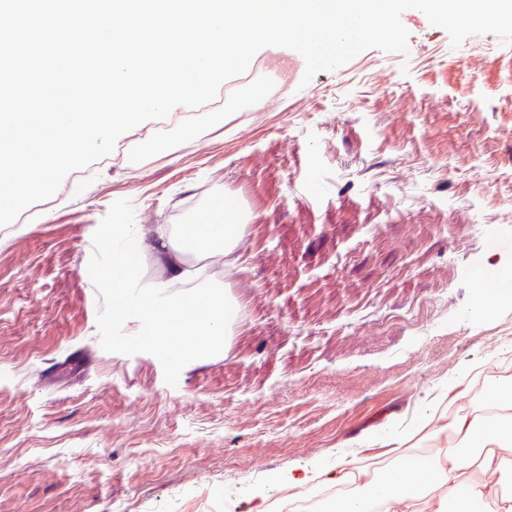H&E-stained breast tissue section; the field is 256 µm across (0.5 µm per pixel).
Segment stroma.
I'll list each match as a JSON object with an SVG mask.
<instances>
[{"mask_svg": "<svg viewBox=\"0 0 512 512\" xmlns=\"http://www.w3.org/2000/svg\"><path fill=\"white\" fill-rule=\"evenodd\" d=\"M407 53L369 49L254 103L147 121L0 227V512H267L294 465L426 447L450 400L512 365V43L405 11ZM246 211L222 351L176 386L104 351L88 273L111 204L139 224Z\"/></svg>", "mask_w": 512, "mask_h": 512, "instance_id": "1", "label": "stroma"}]
</instances>
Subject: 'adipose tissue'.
I'll return each instance as SVG.
<instances>
[{
    "instance_id": "1",
    "label": "adipose tissue",
    "mask_w": 512,
    "mask_h": 512,
    "mask_svg": "<svg viewBox=\"0 0 512 512\" xmlns=\"http://www.w3.org/2000/svg\"><path fill=\"white\" fill-rule=\"evenodd\" d=\"M241 231V224L229 218L217 228L210 224L193 228L196 238L204 243L205 254H222L230 264L235 261ZM130 238L142 250L156 249L165 254L168 276L164 287L176 288L191 278L185 249L177 245L175 236L154 239L148 229L137 227ZM448 427L451 438L434 460L420 463L399 453L391 470L368 480V487L384 506L383 512H415V503L423 494L429 497V512H478L479 505L495 495L492 480L503 474L507 464L504 452L512 448V401L502 404L496 419L482 413L457 414ZM465 446L478 449V456L462 454Z\"/></svg>"
}]
</instances>
